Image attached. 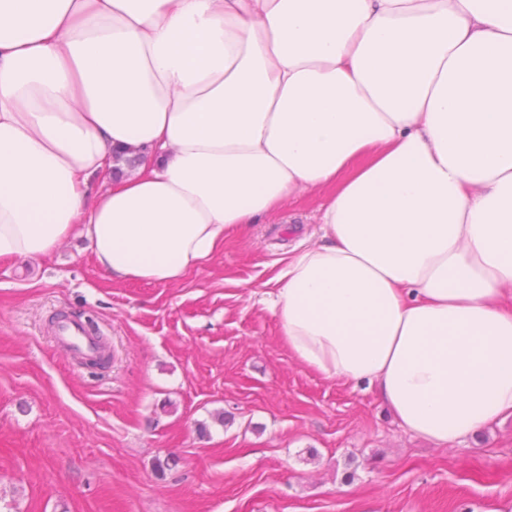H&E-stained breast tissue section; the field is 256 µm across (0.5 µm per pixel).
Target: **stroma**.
<instances>
[{"label": "stroma", "mask_w": 512, "mask_h": 512, "mask_svg": "<svg viewBox=\"0 0 512 512\" xmlns=\"http://www.w3.org/2000/svg\"><path fill=\"white\" fill-rule=\"evenodd\" d=\"M322 199L172 285L112 280L79 236L0 260V512H512V417L439 447L292 356L264 284ZM57 314L95 324L108 370L57 345Z\"/></svg>", "instance_id": "35a3bbf8"}]
</instances>
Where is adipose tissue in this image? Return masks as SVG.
<instances>
[{
    "instance_id": "obj_1",
    "label": "adipose tissue",
    "mask_w": 512,
    "mask_h": 512,
    "mask_svg": "<svg viewBox=\"0 0 512 512\" xmlns=\"http://www.w3.org/2000/svg\"><path fill=\"white\" fill-rule=\"evenodd\" d=\"M303 189L293 357L438 446L512 416V0H0V258L175 284Z\"/></svg>"
}]
</instances>
